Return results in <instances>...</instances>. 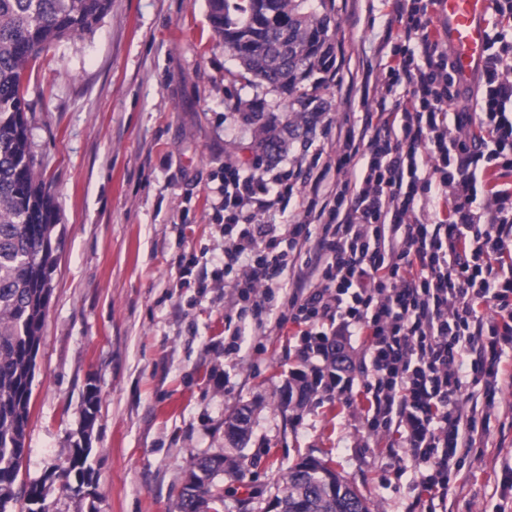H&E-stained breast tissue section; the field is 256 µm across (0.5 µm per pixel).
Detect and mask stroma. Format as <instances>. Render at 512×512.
Instances as JSON below:
<instances>
[{"mask_svg": "<svg viewBox=\"0 0 512 512\" xmlns=\"http://www.w3.org/2000/svg\"><path fill=\"white\" fill-rule=\"evenodd\" d=\"M384 0H334L335 63L305 91L316 111L256 79L215 35L208 0H112L94 33L62 41L26 71L35 171L59 210L63 243L36 358L30 421L17 483H43V512H176L198 458L224 455L241 478L215 485L219 512H266L288 472L315 458L372 512H421L409 460L389 452L395 433L362 423L364 396L318 388L285 400L323 360L303 362L292 322L279 321L298 280L319 259L314 243L288 260L274 317L242 321L238 354L225 358L232 286L199 287L224 250V158L242 172H292L287 206L259 224L305 219L321 182L303 166L335 158L345 119L387 91L379 47L389 26ZM95 386L100 411L84 427ZM252 410L243 448L224 436L238 408ZM91 481L60 493L58 476L79 442ZM512 388L496 397L487 432L460 465L446 512H512Z\"/></svg>", "mask_w": 512, "mask_h": 512, "instance_id": "35a3bbf8", "label": "stroma"}]
</instances>
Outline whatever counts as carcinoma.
<instances>
[{
	"mask_svg": "<svg viewBox=\"0 0 512 512\" xmlns=\"http://www.w3.org/2000/svg\"><path fill=\"white\" fill-rule=\"evenodd\" d=\"M213 30L239 49L238 58L261 81L312 104L298 77L333 62L332 17L327 0H211ZM112 0H0V512L18 499L16 482L26 445L36 356L52 292L60 244L57 208L37 176L28 137L24 97L29 63L64 39L92 32ZM97 390H87L83 411L90 426L99 411ZM87 457L73 449L63 473L85 476ZM288 472L286 512H371L365 499L340 478L327 485L321 462L303 461ZM237 473L222 455L204 456L191 470L179 512H208L214 480Z\"/></svg>",
	"mask_w": 512,
	"mask_h": 512,
	"instance_id": "cac0c4a2",
	"label": "carcinoma"
}]
</instances>
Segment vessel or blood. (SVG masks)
Listing matches in <instances>:
<instances>
[{
	"mask_svg": "<svg viewBox=\"0 0 512 512\" xmlns=\"http://www.w3.org/2000/svg\"><path fill=\"white\" fill-rule=\"evenodd\" d=\"M490 0H440L439 29L452 53L459 87L475 84L487 57Z\"/></svg>",
	"mask_w": 512,
	"mask_h": 512,
	"instance_id": "vessel-or-blood-1",
	"label": "vessel or blood"
}]
</instances>
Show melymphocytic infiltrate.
Segmentation results:
<instances>
[{"label": "lymphocytic infiltrate", "instance_id": "f902f5d3", "mask_svg": "<svg viewBox=\"0 0 512 512\" xmlns=\"http://www.w3.org/2000/svg\"><path fill=\"white\" fill-rule=\"evenodd\" d=\"M403 30L385 65L387 88L404 98L367 109L361 134L347 132L336 157L340 181L324 212L325 263L312 291L293 293L288 319L303 358L327 355L328 336L364 339L362 368L373 432L399 430L415 489L447 497L478 430L464 401L482 393L492 410L504 357L512 353V187L492 190L481 159L512 168V0H493L481 95L457 107L460 90L446 48L430 37L439 0H389ZM284 176L241 173L224 161V259L215 278L236 273L243 311L270 310V286L300 252L303 225L286 250L278 227L254 223L272 207Z\"/></svg>", "mask_w": 512, "mask_h": 512}]
</instances>
